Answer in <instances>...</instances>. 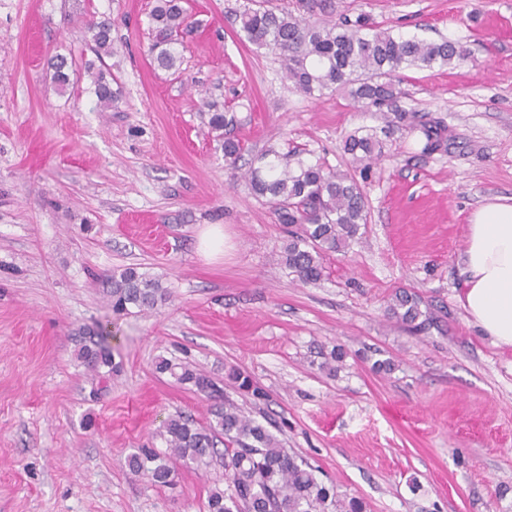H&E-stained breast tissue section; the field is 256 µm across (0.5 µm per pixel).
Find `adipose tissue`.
I'll list each match as a JSON object with an SVG mask.
<instances>
[{"label": "adipose tissue", "mask_w": 512, "mask_h": 512, "mask_svg": "<svg viewBox=\"0 0 512 512\" xmlns=\"http://www.w3.org/2000/svg\"><path fill=\"white\" fill-rule=\"evenodd\" d=\"M461 299L468 323L495 346L512 348V196H496L472 214Z\"/></svg>", "instance_id": "obj_1"}]
</instances>
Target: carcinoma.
Here are the masks:
<instances>
[{
    "instance_id": "carcinoma-1",
    "label": "carcinoma",
    "mask_w": 512,
    "mask_h": 512,
    "mask_svg": "<svg viewBox=\"0 0 512 512\" xmlns=\"http://www.w3.org/2000/svg\"><path fill=\"white\" fill-rule=\"evenodd\" d=\"M300 3L304 16L244 6L235 15L238 35L244 42L277 52L297 91L312 96L348 88L367 108L392 115L385 127L360 129L346 138L344 151L356 162L381 157L384 136L407 120L395 83L399 70L408 66H452L467 59L466 49L456 43L426 42L378 31L362 14L353 20L345 16L317 23L310 16L318 11L328 13L326 0ZM149 18L153 61L160 69L173 70L179 62L175 45L194 21L182 0H155ZM87 32L97 58L112 55L111 21H93ZM51 67L54 83L64 89L70 84L67 59L58 57ZM86 73L91 75L99 104L110 106L112 87L103 70H94L91 63ZM207 107L208 135L224 153L225 166L233 169L243 151L241 142L226 133L234 116L213 102ZM443 132L438 121L422 125L426 147H440ZM248 180L254 194L270 199L277 222L288 226L282 262L303 283L318 282L325 254L344 249L367 221L363 192L355 178L320 163L299 159L292 164L287 155L267 149L257 158V164L250 166ZM103 287L112 312L119 315L147 313L169 297L159 277L134 267L112 272L105 277ZM421 304L415 292L398 288L390 298L387 316L418 335L433 324L432 312L422 311ZM109 325L108 321L83 327L76 337L77 358L91 381L101 387L119 369ZM155 369L213 400L212 420L201 426L181 413L169 417L165 422L168 451L140 448L127 455L124 465L132 474L167 486L173 481L175 465L206 466L222 444L227 487L210 495L209 512H364L361 500L340 497L334 486L319 480L315 467L289 453L267 426L223 402V390L211 378L188 364H174L166 358L158 359ZM228 378L254 398L264 397V392L243 373L232 370Z\"/></svg>"
}]
</instances>
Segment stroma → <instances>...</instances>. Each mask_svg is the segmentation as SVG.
I'll use <instances>...</instances> for the list:
<instances>
[{"label": "stroma", "mask_w": 512, "mask_h": 512, "mask_svg": "<svg viewBox=\"0 0 512 512\" xmlns=\"http://www.w3.org/2000/svg\"><path fill=\"white\" fill-rule=\"evenodd\" d=\"M245 2L184 0L196 25L171 72L150 53L154 0H0V512H207L226 486L223 456L176 468L164 487L123 465L165 450L171 415L209 416L210 400L155 372L161 356L271 423L365 512H512V349L459 302L469 217L512 196V0H332L337 14L470 54L400 70L409 124L367 169L344 142L381 126L379 113L343 90H293L275 52L240 40ZM103 18L108 108L86 73L61 93L50 67L92 58L86 27ZM205 96L233 111L244 160L272 146L360 183L365 233L326 255L317 283L283 268L287 228L215 151ZM430 120L446 148L425 150ZM213 227L224 243L207 257ZM124 267L159 276L170 299L113 315L98 279ZM402 287L436 317L420 335L386 315ZM105 319L121 370L96 393L75 336ZM336 347L343 361L322 370ZM384 359L392 372L374 369ZM233 367L264 399L228 381Z\"/></svg>", "instance_id": "obj_1"}]
</instances>
